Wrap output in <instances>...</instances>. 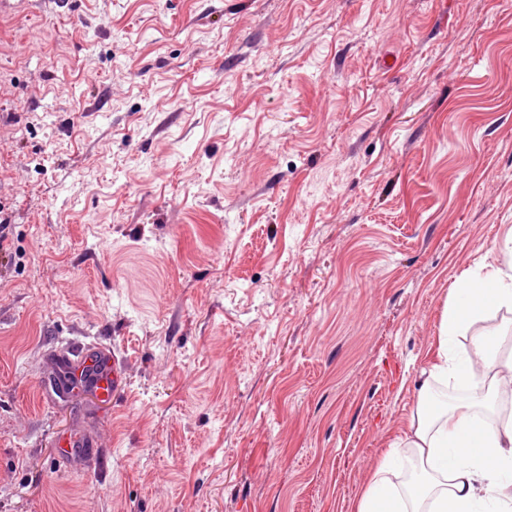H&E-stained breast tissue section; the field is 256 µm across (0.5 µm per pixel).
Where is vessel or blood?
I'll return each instance as SVG.
<instances>
[{
    "mask_svg": "<svg viewBox=\"0 0 512 512\" xmlns=\"http://www.w3.org/2000/svg\"><path fill=\"white\" fill-rule=\"evenodd\" d=\"M58 367L57 374L42 382L44 389L58 398L89 383L106 398L119 392L122 387V359L98 344H80L70 348L60 355Z\"/></svg>",
    "mask_w": 512,
    "mask_h": 512,
    "instance_id": "b4317fda",
    "label": "vessel or blood"
}]
</instances>
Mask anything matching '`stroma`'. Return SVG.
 Instances as JSON below:
<instances>
[{"mask_svg":"<svg viewBox=\"0 0 512 512\" xmlns=\"http://www.w3.org/2000/svg\"><path fill=\"white\" fill-rule=\"evenodd\" d=\"M0 212V512H351L512 228V0H11ZM58 367L60 374L51 375L42 382L44 389L51 396L63 398L79 386L89 383L93 384L105 399L121 390L123 360L104 346H74L59 356Z\"/></svg>","mask_w":512,"mask_h":512,"instance_id":"stroma-1","label":"stroma"}]
</instances>
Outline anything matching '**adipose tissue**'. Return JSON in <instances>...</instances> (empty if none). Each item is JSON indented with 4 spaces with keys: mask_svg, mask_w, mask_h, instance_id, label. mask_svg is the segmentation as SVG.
Returning a JSON list of instances; mask_svg holds the SVG:
<instances>
[{
    "mask_svg": "<svg viewBox=\"0 0 512 512\" xmlns=\"http://www.w3.org/2000/svg\"><path fill=\"white\" fill-rule=\"evenodd\" d=\"M501 254L502 265L451 289L424 376L450 379L481 393L496 392L497 338L472 337L464 357L454 354L453 345L464 325L487 308L512 311V229L503 239ZM401 446L411 448L421 466L419 490L389 478L401 464L396 453ZM355 512H512V417L482 418L470 400L436 408L427 386H420L406 428L380 449Z\"/></svg>",
    "mask_w": 512,
    "mask_h": 512,
    "instance_id": "obj_1",
    "label": "adipose tissue"
}]
</instances>
